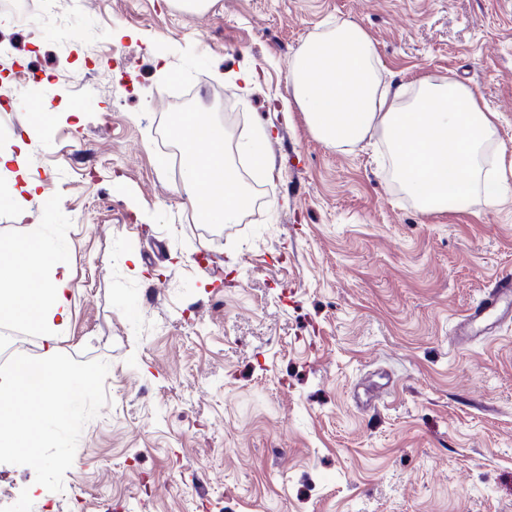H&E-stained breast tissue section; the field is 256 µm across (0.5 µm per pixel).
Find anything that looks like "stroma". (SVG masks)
Listing matches in <instances>:
<instances>
[{"instance_id": "35a3bbf8", "label": "stroma", "mask_w": 512, "mask_h": 512, "mask_svg": "<svg viewBox=\"0 0 512 512\" xmlns=\"http://www.w3.org/2000/svg\"><path fill=\"white\" fill-rule=\"evenodd\" d=\"M16 3L0 149L39 186L0 238L63 249L79 409L38 459L0 456V512H512V324L453 332L512 272V0ZM344 21L381 79L455 78L498 112L501 203L422 214L381 136L311 133L289 72ZM175 75L225 141L271 133L245 222L191 216L164 157Z\"/></svg>"}]
</instances>
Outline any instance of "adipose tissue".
Masks as SVG:
<instances>
[{
    "instance_id": "adipose-tissue-1",
    "label": "adipose tissue",
    "mask_w": 512,
    "mask_h": 512,
    "mask_svg": "<svg viewBox=\"0 0 512 512\" xmlns=\"http://www.w3.org/2000/svg\"><path fill=\"white\" fill-rule=\"evenodd\" d=\"M290 86L324 143L346 149L381 134L397 183L421 213L459 210L479 185L496 113L455 79L425 75L410 85L382 83L374 46L357 23L345 21L310 38L294 59ZM178 129L191 156L184 171L191 204L207 200L204 215L212 223H238L247 195L224 153L223 130L191 112ZM70 304V269L53 244L40 237L0 241V317L40 334L45 371L37 385L20 372L0 381V426L11 434L1 456L36 457L46 420L70 412V370L56 347Z\"/></svg>"
}]
</instances>
